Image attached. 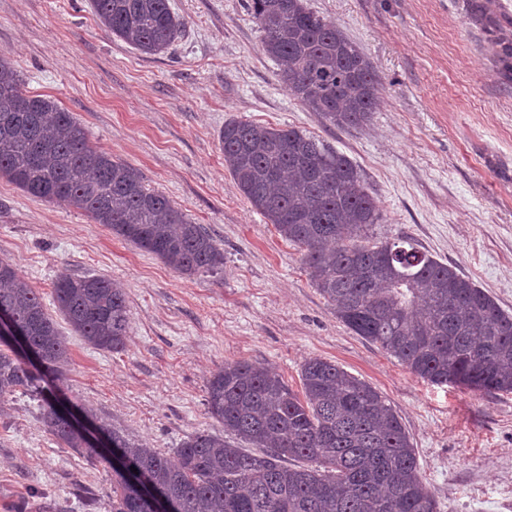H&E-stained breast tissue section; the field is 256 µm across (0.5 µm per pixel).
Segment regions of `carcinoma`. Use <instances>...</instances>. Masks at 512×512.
Returning a JSON list of instances; mask_svg holds the SVG:
<instances>
[{"label":"carcinoma","instance_id":"obj_1","mask_svg":"<svg viewBox=\"0 0 512 512\" xmlns=\"http://www.w3.org/2000/svg\"><path fill=\"white\" fill-rule=\"evenodd\" d=\"M90 4L100 27L145 55L167 52L183 28L169 0ZM249 10L293 99L341 129L369 124L381 79L335 23L304 0H249ZM496 45L512 78V38L499 36ZM219 142L241 194L301 252L312 286L347 328L434 385L512 391V315L412 239L372 240L369 228L382 213L348 157L302 130L243 119L224 122ZM0 178L35 198L69 203L181 274L223 270L224 251L202 225L146 187L138 169L91 144L58 102L24 91L2 53ZM53 302L89 345L123 349L129 317L119 282L104 275L62 279ZM0 310L40 357L34 373L0 340V406L18 390L36 392L50 435L107 459L69 429L56 394L45 391L69 363V351L40 295L3 259ZM300 381L298 394L246 360L224 363L206 385L208 413L223 430L190 435L173 459L107 431L127 463L112 469V512H152L133 488L140 474L179 512H437L410 435L376 388L318 357L302 365Z\"/></svg>","mask_w":512,"mask_h":512}]
</instances>
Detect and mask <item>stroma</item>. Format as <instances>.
I'll use <instances>...</instances> for the list:
<instances>
[{
	"label": "stroma",
	"mask_w": 512,
	"mask_h": 512,
	"mask_svg": "<svg viewBox=\"0 0 512 512\" xmlns=\"http://www.w3.org/2000/svg\"><path fill=\"white\" fill-rule=\"evenodd\" d=\"M184 29L148 56L96 23L89 0H0V53L29 93L81 122L90 141L139 169L224 251L221 272L185 276L64 202L0 179V258L53 300L57 280H120L123 351L94 349L66 321L60 399L173 455L220 431L206 383L246 360L300 388L320 357L376 387L410 434L439 512H512V393L437 386L337 320L301 254L238 190L218 132L238 118L294 127L346 155L382 210L375 239L408 236L512 314V80L472 0H306L381 77L362 129H338L289 96L261 47L248 0H170ZM39 398L0 414V512H112V469L60 445Z\"/></svg>",
	"instance_id": "stroma-1"
}]
</instances>
